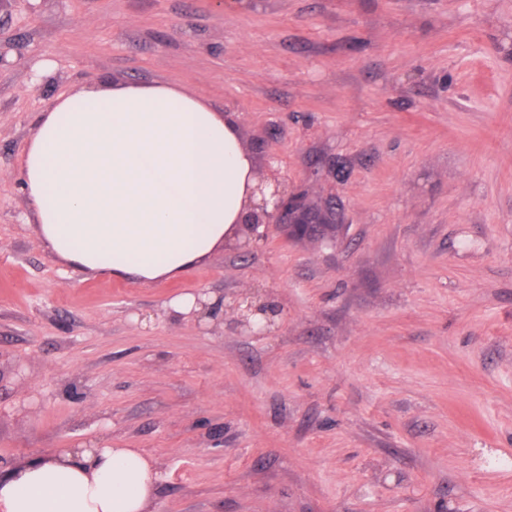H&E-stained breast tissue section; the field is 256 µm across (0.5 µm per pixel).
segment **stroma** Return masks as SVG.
Returning a JSON list of instances; mask_svg holds the SVG:
<instances>
[{
	"instance_id": "35a3bbf8",
	"label": "stroma",
	"mask_w": 512,
	"mask_h": 512,
	"mask_svg": "<svg viewBox=\"0 0 512 512\" xmlns=\"http://www.w3.org/2000/svg\"><path fill=\"white\" fill-rule=\"evenodd\" d=\"M0 40L1 471L107 439L162 471L155 512H512V0H11ZM112 80L231 113L344 235L152 284L56 259L21 156ZM182 294L278 314L255 337ZM203 308L204 305L197 303V297L192 294L176 296L166 306L168 315L174 319L189 315L193 311H201Z\"/></svg>"
}]
</instances>
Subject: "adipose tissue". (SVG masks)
Segmentation results:
<instances>
[{"mask_svg": "<svg viewBox=\"0 0 512 512\" xmlns=\"http://www.w3.org/2000/svg\"><path fill=\"white\" fill-rule=\"evenodd\" d=\"M48 248L94 275H184L236 235L257 183L233 116L170 84L79 87L41 113L20 162ZM137 448H62L0 473V512H153Z\"/></svg>", "mask_w": 512, "mask_h": 512, "instance_id": "obj_1", "label": "adipose tissue"}]
</instances>
